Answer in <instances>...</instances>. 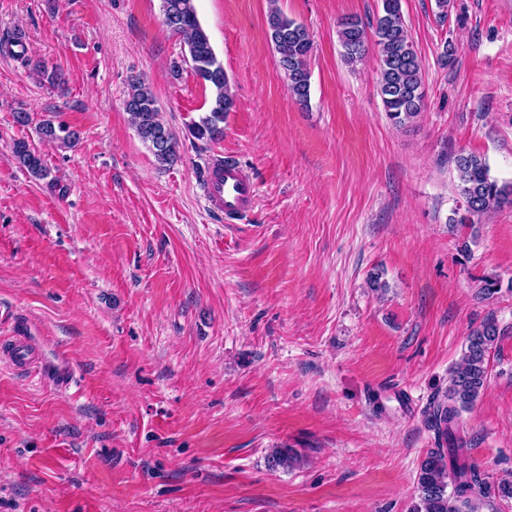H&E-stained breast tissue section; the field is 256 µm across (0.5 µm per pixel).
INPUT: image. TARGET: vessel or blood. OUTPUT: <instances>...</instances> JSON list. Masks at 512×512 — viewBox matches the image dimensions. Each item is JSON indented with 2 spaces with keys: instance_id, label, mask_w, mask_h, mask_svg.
I'll return each instance as SVG.
<instances>
[{
  "instance_id": "1",
  "label": "vessel or blood",
  "mask_w": 512,
  "mask_h": 512,
  "mask_svg": "<svg viewBox=\"0 0 512 512\" xmlns=\"http://www.w3.org/2000/svg\"><path fill=\"white\" fill-rule=\"evenodd\" d=\"M203 197L210 210L228 218H236L250 212L256 203L257 188L243 168L231 158L214 159L203 186ZM11 363L20 370L37 368L39 374L51 379L60 389H67L73 370L65 356L52 361L40 358L33 336H25L23 342L9 348Z\"/></svg>"
}]
</instances>
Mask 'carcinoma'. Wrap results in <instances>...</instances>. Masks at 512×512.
<instances>
[{
  "mask_svg": "<svg viewBox=\"0 0 512 512\" xmlns=\"http://www.w3.org/2000/svg\"><path fill=\"white\" fill-rule=\"evenodd\" d=\"M381 4L372 32H367L358 18L346 17L339 22L337 34L344 60L351 65L363 60L369 43L378 48L379 93L384 111L395 126L405 127L416 121L424 106L422 64L403 23L401 0H381ZM162 7L166 27L183 40L194 72L211 90L208 110L190 124L189 131L198 140H219L224 136V113L235 107L224 67L198 19L194 0H162ZM267 27L287 77L288 90L296 104L306 108L311 86V35L305 26L276 8L268 14ZM124 106L156 163L167 167L177 161V137L163 121L150 84L139 78L130 80ZM40 131L43 138L64 146L75 140V134L62 125L56 127L47 122ZM13 156L33 177L48 176L43 159L27 141L14 142ZM454 164L457 189L466 206V215L456 223L471 227L475 216L512 207V184H501L493 178L485 158L461 150L455 155ZM500 336L498 324L488 318L467 338L461 361L451 372L448 391L429 414L435 447L419 464L417 502L410 512H481L492 499L512 500V481H490L470 461L467 441L458 429L461 413L473 407L489 386L491 353ZM296 460L297 455L290 448H274L267 456L272 468L288 469Z\"/></svg>",
  "mask_w": 512,
  "mask_h": 512,
  "instance_id": "carcinoma-1",
  "label": "carcinoma"
}]
</instances>
